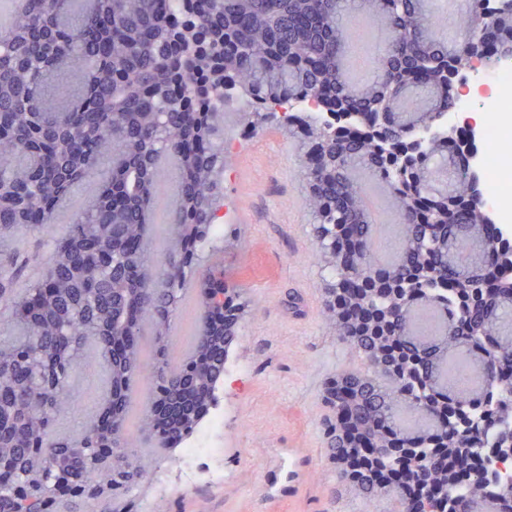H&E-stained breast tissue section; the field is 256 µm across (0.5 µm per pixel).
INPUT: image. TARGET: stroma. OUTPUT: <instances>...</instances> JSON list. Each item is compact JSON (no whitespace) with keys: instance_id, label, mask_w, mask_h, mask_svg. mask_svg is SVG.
<instances>
[{"instance_id":"stroma-1","label":"stroma","mask_w":512,"mask_h":512,"mask_svg":"<svg viewBox=\"0 0 512 512\" xmlns=\"http://www.w3.org/2000/svg\"><path fill=\"white\" fill-rule=\"evenodd\" d=\"M224 135L238 145L224 167V211L230 221L217 252L204 264L224 273L247 300L241 335L233 358L245 377L223 383L224 433L217 450L224 478L181 488L167 497L153 486L134 491L137 512H233L249 502V512H270L262 496L266 483L279 476L277 451H310V479L300 512H344L347 484L336 478V456L328 427L336 420L326 391L336 376L365 371L362 356L340 339L327 308L332 299L325 269L312 233L313 216L302 177L304 152L279 123L251 131L237 107L224 114ZM153 204L150 251L161 258L167 235V214L175 201L176 166L162 162ZM250 215L236 228L237 210ZM76 217L63 212L50 235L29 227L11 231L8 242L18 274L14 292H24L46 270L48 236L66 235ZM195 288L185 290L171 332V358L188 350L197 323ZM106 365L95 347H88L69 380V401L56 430L74 437L98 412L105 389Z\"/></svg>"}]
</instances>
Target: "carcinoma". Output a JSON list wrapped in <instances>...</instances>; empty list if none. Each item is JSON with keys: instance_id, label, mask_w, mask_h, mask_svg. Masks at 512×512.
<instances>
[{"instance_id": "carcinoma-1", "label": "carcinoma", "mask_w": 512, "mask_h": 512, "mask_svg": "<svg viewBox=\"0 0 512 512\" xmlns=\"http://www.w3.org/2000/svg\"><path fill=\"white\" fill-rule=\"evenodd\" d=\"M384 18L394 39L372 78L352 85L343 67L344 18ZM468 45L489 60L512 57V11H484ZM428 0H23L13 32L0 39V233L19 224L48 231L52 214L95 178L68 237L51 242L42 281L15 296L9 245L0 243V301L18 331L11 357L55 365V336L71 338L68 364L91 341L102 346L115 393L108 425L85 428L80 441L56 447L53 428L68 392L51 396L0 372V413H22L20 426L0 425V451L33 468L56 454L79 479L108 480L128 496L150 458L127 453L129 391L149 372L163 416L141 418L140 431L168 430L179 441L199 426L224 377L227 348L242 327L237 288L224 308L200 317L189 355L170 364L173 318L191 281L197 301L214 273L198 269L214 249V222L224 201V109L246 105L260 128L310 99L335 123L297 111L288 135L308 147L304 173L315 239L341 262L328 311L341 339L373 375L334 380L328 403L340 463L338 479L366 500L403 482L397 512H415L413 483L424 481L427 512H512V482L498 480L484 458L512 450V241L481 208L482 189L462 176L456 139L434 133L454 106L446 71L466 72ZM179 170L168 214L164 256L143 247L119 252L152 224L156 170ZM387 189L400 219L395 260L374 265V220L359 173ZM152 334L151 363L138 336ZM450 354L484 361L499 375L457 390L442 378ZM112 447L110 471L82 465L90 448ZM362 468L350 466L352 455ZM0 512H48L33 487L18 500L0 489Z\"/></svg>"}]
</instances>
